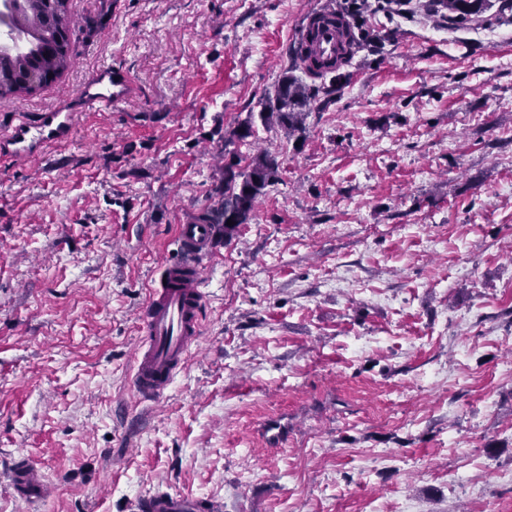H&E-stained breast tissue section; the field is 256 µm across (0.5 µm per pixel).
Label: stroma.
<instances>
[{
	"label": "stroma",
	"instance_id": "1",
	"mask_svg": "<svg viewBox=\"0 0 512 512\" xmlns=\"http://www.w3.org/2000/svg\"><path fill=\"white\" fill-rule=\"evenodd\" d=\"M345 0H69L72 68L135 91L73 138L0 156V512H512V22L365 11L306 137L259 111L305 16ZM281 179L205 266L203 334L167 394L131 387L151 275L226 165ZM281 441H273V434ZM28 459L47 492L19 498ZM213 510L208 501L189 495L154 493L143 498L137 505L138 512H192Z\"/></svg>",
	"mask_w": 512,
	"mask_h": 512
}]
</instances>
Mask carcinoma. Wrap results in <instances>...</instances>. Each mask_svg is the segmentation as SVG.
<instances>
[{
  "mask_svg": "<svg viewBox=\"0 0 512 512\" xmlns=\"http://www.w3.org/2000/svg\"><path fill=\"white\" fill-rule=\"evenodd\" d=\"M490 0H433L428 12L442 21L462 27L482 26L491 20L486 15ZM14 19L23 47L0 45V98L33 94L29 76L56 78L72 65L70 33L76 21L68 0H13ZM289 66L274 88L261 101V109L251 112L236 127L224 132V146L243 143L256 137V123L268 129L277 126L287 138L300 139L306 132L302 116L323 110L336 100V63H323L312 57L310 47L296 38L288 47ZM302 72L303 76L296 75ZM281 164L267 150L251 157L244 169L224 167L223 185L215 188L212 203L203 207L194 220L199 224L224 225V242L231 241L240 225L247 224L265 194L266 188L280 180ZM232 225H227V221Z\"/></svg>",
  "mask_w": 512,
  "mask_h": 512,
  "instance_id": "cac0c4a2",
  "label": "carcinoma"
}]
</instances>
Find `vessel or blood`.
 <instances>
[{"instance_id": "b4317fda", "label": "vessel or blood", "mask_w": 512, "mask_h": 512, "mask_svg": "<svg viewBox=\"0 0 512 512\" xmlns=\"http://www.w3.org/2000/svg\"><path fill=\"white\" fill-rule=\"evenodd\" d=\"M327 25L315 28L305 19L302 33H314V48L321 59L340 57L345 45L343 25L326 12ZM133 91L128 73L110 65L99 68L80 88L75 101L64 103L37 118L21 115L0 132V154L26 159L41 154L49 145L72 139L78 110L105 112L127 101ZM220 230L213 224L193 222L176 227L175 238L183 254L179 262L162 265L138 316L140 341L133 358V390L139 400L161 398L185 367L190 349L203 331L205 294L203 261L214 251ZM20 497L31 496L40 486L36 469L22 462L11 473ZM208 501L188 495L155 493L143 498L137 512H208Z\"/></svg>"}]
</instances>
